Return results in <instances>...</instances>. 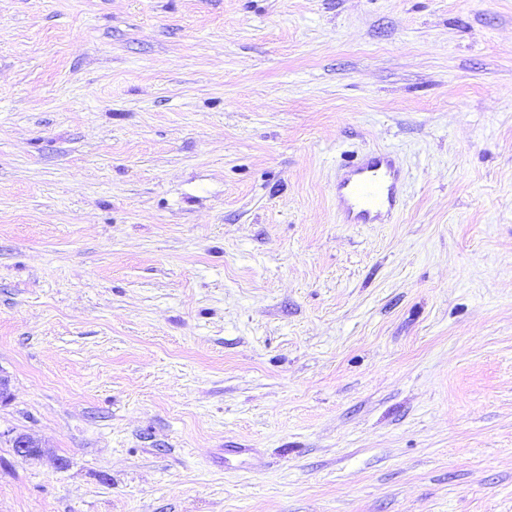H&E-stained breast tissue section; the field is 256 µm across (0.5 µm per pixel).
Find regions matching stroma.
Listing matches in <instances>:
<instances>
[{"mask_svg":"<svg viewBox=\"0 0 512 512\" xmlns=\"http://www.w3.org/2000/svg\"><path fill=\"white\" fill-rule=\"evenodd\" d=\"M0 373V512H512V0H0ZM336 183V199L350 224H383L400 206L398 171L385 154L350 156ZM10 441L14 453L23 460L39 458L45 452L40 441L26 433L15 434Z\"/></svg>","mask_w":512,"mask_h":512,"instance_id":"obj_1","label":"stroma"}]
</instances>
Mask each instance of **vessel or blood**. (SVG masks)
I'll use <instances>...</instances> for the list:
<instances>
[{"label":"vessel or blood","instance_id":"obj_1","mask_svg":"<svg viewBox=\"0 0 512 512\" xmlns=\"http://www.w3.org/2000/svg\"><path fill=\"white\" fill-rule=\"evenodd\" d=\"M343 169L336 197L347 223L381 224L397 211L398 172L387 155L352 156L345 160Z\"/></svg>","mask_w":512,"mask_h":512}]
</instances>
